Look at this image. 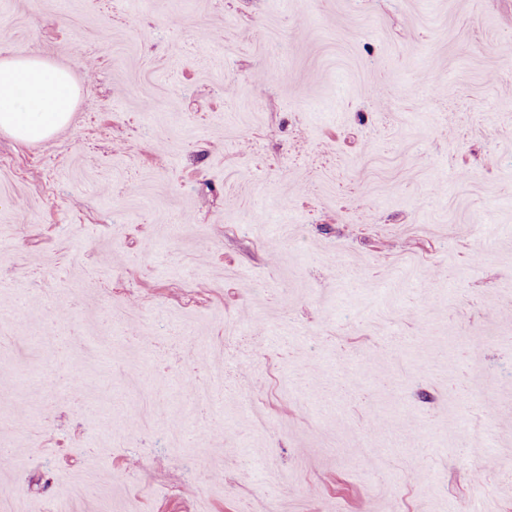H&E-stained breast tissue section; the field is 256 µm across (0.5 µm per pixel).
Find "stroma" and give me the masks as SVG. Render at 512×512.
Listing matches in <instances>:
<instances>
[{"label":"stroma","instance_id":"stroma-1","mask_svg":"<svg viewBox=\"0 0 512 512\" xmlns=\"http://www.w3.org/2000/svg\"><path fill=\"white\" fill-rule=\"evenodd\" d=\"M32 54L0 512H512V0H0ZM78 88L70 72L38 56L0 58V133L34 143L69 121Z\"/></svg>","mask_w":512,"mask_h":512}]
</instances>
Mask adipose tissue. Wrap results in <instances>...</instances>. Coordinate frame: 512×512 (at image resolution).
I'll use <instances>...</instances> for the list:
<instances>
[{
  "mask_svg": "<svg viewBox=\"0 0 512 512\" xmlns=\"http://www.w3.org/2000/svg\"><path fill=\"white\" fill-rule=\"evenodd\" d=\"M78 88L70 72L38 56L0 58V133L34 143L66 125Z\"/></svg>",
  "mask_w": 512,
  "mask_h": 512,
  "instance_id": "adipose-tissue-1",
  "label": "adipose tissue"
}]
</instances>
